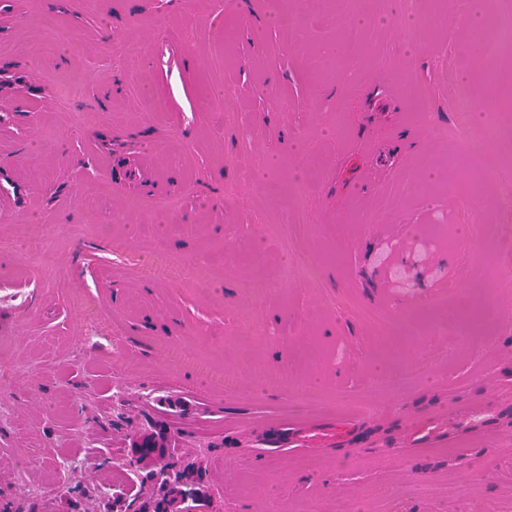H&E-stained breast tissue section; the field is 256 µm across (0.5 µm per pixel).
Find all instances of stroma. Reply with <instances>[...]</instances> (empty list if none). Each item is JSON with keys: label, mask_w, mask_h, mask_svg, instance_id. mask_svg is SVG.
Here are the masks:
<instances>
[{"label": "stroma", "mask_w": 512, "mask_h": 512, "mask_svg": "<svg viewBox=\"0 0 512 512\" xmlns=\"http://www.w3.org/2000/svg\"><path fill=\"white\" fill-rule=\"evenodd\" d=\"M511 22L0 0V512H97L154 424L220 512H512V146L440 136L512 117ZM473 91L461 86L455 102V131L465 137L473 148H484L487 143L498 138L510 137V128L498 121L476 127L470 120V101Z\"/></svg>", "instance_id": "stroma-1"}]
</instances>
